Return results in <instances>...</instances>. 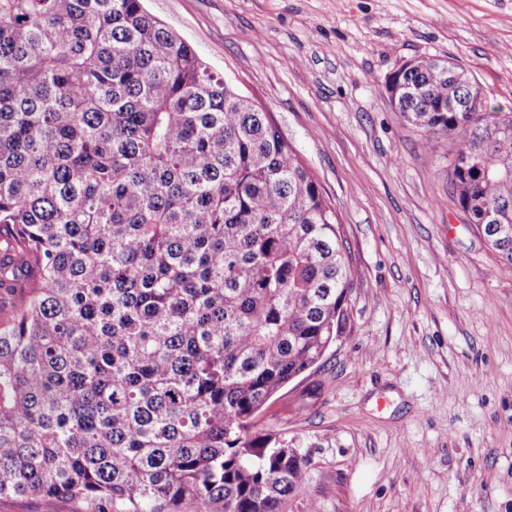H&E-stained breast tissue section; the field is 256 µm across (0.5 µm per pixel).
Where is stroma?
<instances>
[{"mask_svg":"<svg viewBox=\"0 0 512 512\" xmlns=\"http://www.w3.org/2000/svg\"><path fill=\"white\" fill-rule=\"evenodd\" d=\"M272 119L336 209L345 334L254 419L310 460L303 512H512V264L392 104L416 59L512 110V0H146Z\"/></svg>","mask_w":512,"mask_h":512,"instance_id":"35a3bbf8","label":"stroma"}]
</instances>
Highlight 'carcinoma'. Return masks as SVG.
Returning <instances> with one entry per match:
<instances>
[{
  "label": "carcinoma",
  "mask_w": 512,
  "mask_h": 512,
  "mask_svg": "<svg viewBox=\"0 0 512 512\" xmlns=\"http://www.w3.org/2000/svg\"><path fill=\"white\" fill-rule=\"evenodd\" d=\"M392 103L512 263V113L410 61ZM0 497L286 512L309 460L256 414L344 334L336 210L268 113L144 0H0Z\"/></svg>",
  "instance_id": "1"
}]
</instances>
